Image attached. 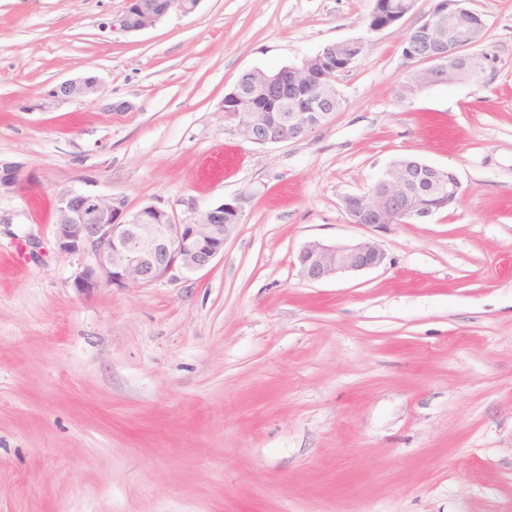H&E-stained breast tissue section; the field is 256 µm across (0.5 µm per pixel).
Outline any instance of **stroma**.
I'll return each mask as SVG.
<instances>
[{"instance_id": "stroma-1", "label": "stroma", "mask_w": 512, "mask_h": 512, "mask_svg": "<svg viewBox=\"0 0 512 512\" xmlns=\"http://www.w3.org/2000/svg\"><path fill=\"white\" fill-rule=\"evenodd\" d=\"M415 0L367 35L375 0H199L139 32L127 0H0V512H512V0L477 78L401 84ZM343 105L259 146L224 112L248 70L363 36ZM87 75L97 94L53 98ZM130 108L115 111V104ZM452 168L427 224L350 223L396 158ZM152 204L184 223L240 199L205 270L79 295L57 192ZM370 237L385 265L310 284L314 239Z\"/></svg>"}]
</instances>
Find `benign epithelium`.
Listing matches in <instances>:
<instances>
[{
    "label": "benign epithelium",
    "mask_w": 512,
    "mask_h": 512,
    "mask_svg": "<svg viewBox=\"0 0 512 512\" xmlns=\"http://www.w3.org/2000/svg\"><path fill=\"white\" fill-rule=\"evenodd\" d=\"M127 2L119 19L127 32L152 27L167 13L149 0ZM485 27L482 16L467 8L465 0H439L422 27L409 31L405 38V59L429 64L407 75L405 94L480 75L483 60L462 53V49L479 42ZM368 42L367 38L334 42L299 65L272 73H242L229 95L239 99L248 92L253 98L268 100L272 107L266 110L246 104L239 108L233 114L239 133L261 146L307 136L334 112L338 96L334 82H320V70L336 59L348 67ZM99 87V79L91 76L62 82L50 94L55 98L83 97L98 92ZM308 99L318 111H301V104ZM418 168L430 171V185L413 187L411 169L396 159L365 192L344 196L350 223L365 227L425 223L433 217V208L457 201L461 185L453 169L441 170L422 162ZM19 171L17 165L0 164V191L14 190ZM241 217L237 199L206 211L197 222L181 223L154 205L131 210L122 197L66 189L57 193L53 236L61 252L90 257L74 279L77 293L87 297L102 288L147 287L208 268L224 254ZM386 259L384 250L371 238L343 243L311 240L299 250L296 267L302 280L321 283L342 273L380 267Z\"/></svg>",
    "instance_id": "obj_1"
}]
</instances>
